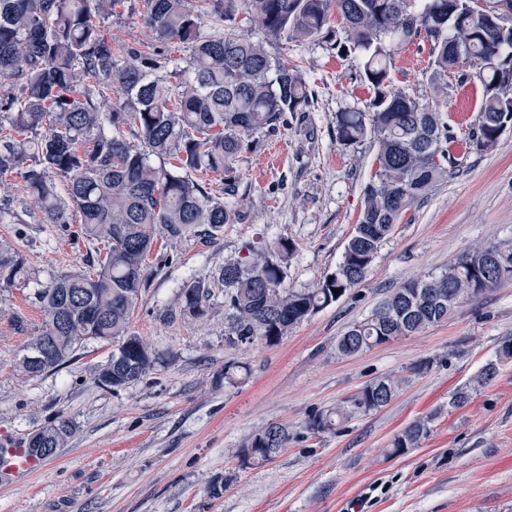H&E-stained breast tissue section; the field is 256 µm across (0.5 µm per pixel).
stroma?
Wrapping results in <instances>:
<instances>
[{
  "mask_svg": "<svg viewBox=\"0 0 512 512\" xmlns=\"http://www.w3.org/2000/svg\"><path fill=\"white\" fill-rule=\"evenodd\" d=\"M144 0H125L100 25L116 49L156 55L157 76L177 86L174 63L187 53L155 41L142 21ZM302 75L309 103L275 129L247 140L229 200L243 215L213 238L158 233L147 279L131 316L161 360L140 381L111 391L98 381L114 345L93 340L62 368L38 377L16 363L42 329L33 288L0 290V443H20L57 416L73 425L66 447L38 469L0 482V512H512V362L497 363L512 338V280L463 306L448 322L352 356L336 342L353 323L408 280L435 274L478 243L512 239V128L497 145L466 152L480 92L448 79L442 108L457 140L447 180L415 203L381 245L362 283L293 326L274 343L229 345L224 290L227 258L285 239L294 254L286 282L311 288L335 271L376 169L371 141L336 138L335 116L367 111L371 92L353 80L358 55L325 42L272 44ZM392 84L424 99L434 66L425 39L397 45ZM11 220L0 242L23 252L47 287L61 273L87 269L100 245L77 217L45 223L12 177ZM211 286L198 321L164 319L181 286ZM496 363L490 382L478 378ZM235 365L233 376L224 368ZM392 376L402 386L389 405L342 428L315 433V414ZM469 398L458 408L450 398ZM430 431L419 446L390 453L395 435L419 419ZM291 438L271 460L246 465L249 437L271 425Z\"/></svg>",
  "mask_w": 512,
  "mask_h": 512,
  "instance_id": "stroma-1",
  "label": "stroma"
}]
</instances>
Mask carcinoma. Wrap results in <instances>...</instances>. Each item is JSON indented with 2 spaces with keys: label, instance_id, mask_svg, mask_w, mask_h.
Segmentation results:
<instances>
[{
  "label": "carcinoma",
  "instance_id": "carcinoma-1",
  "mask_svg": "<svg viewBox=\"0 0 512 512\" xmlns=\"http://www.w3.org/2000/svg\"><path fill=\"white\" fill-rule=\"evenodd\" d=\"M123 0H0V112L14 135L0 141V193L9 202L14 172L48 224L79 214L83 233L99 240L105 256L91 269L57 275L37 292L43 328L16 365L37 377L69 362L90 340L117 343L98 380L112 389L140 380L158 356L130 331L133 308L144 286L145 259L160 230L179 238L202 228L214 236L241 213L206 190L193 171L233 172L245 139L274 128L285 112H301L308 90L301 75L273 57L248 28L270 41L350 45L363 58L355 79L373 94L371 111L336 113V133L347 146L367 139L378 145L377 170L364 188V204L341 263L316 287L285 286L294 248L281 239L267 252L227 261L221 272L229 310V343L272 342L310 315L339 301L360 284L381 244L413 204L448 178L456 141L439 102L448 98L445 76L480 89L478 119L466 150L484 151L512 126V15L503 0H203L218 36L201 31L188 0H145L143 22L163 44L188 48L180 91L150 77L153 60L135 48L119 58L97 17ZM341 27L331 25L332 14ZM426 38L434 57L430 97L420 103L392 87V45ZM468 69L461 70V64ZM119 87L127 98L108 100ZM102 99L105 107L93 103ZM149 147L130 144L122 129ZM158 163H153L150 157ZM37 273L19 250L0 244V288H24ZM512 279V242L477 244L449 261L437 275L404 283L336 344L354 355L399 336L448 321L463 304ZM339 293H333V290ZM208 286L186 285L174 314L200 319ZM47 349L50 364L28 357ZM399 382L381 377L344 404L312 418L307 428L324 431L387 406ZM430 420L416 421L391 441V454L416 446ZM71 421L60 415L35 433L48 455L65 445ZM288 428L270 425L242 449L243 462L263 463L269 451L287 446Z\"/></svg>",
  "mask_w": 512,
  "mask_h": 512
}]
</instances>
